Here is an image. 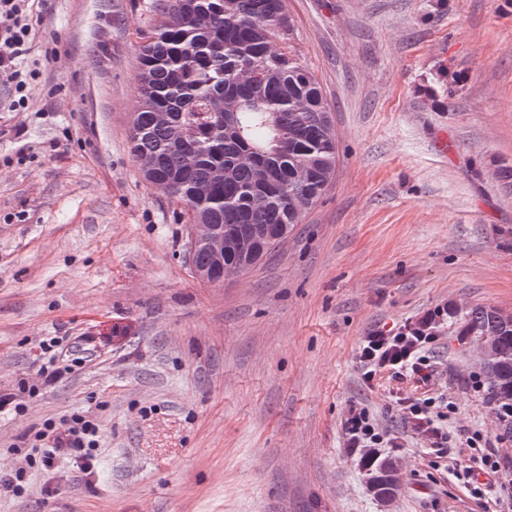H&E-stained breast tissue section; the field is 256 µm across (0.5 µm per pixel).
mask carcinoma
I'll return each mask as SVG.
<instances>
[{
    "label": "carcinoma",
    "instance_id": "1",
    "mask_svg": "<svg viewBox=\"0 0 512 512\" xmlns=\"http://www.w3.org/2000/svg\"><path fill=\"white\" fill-rule=\"evenodd\" d=\"M167 20L142 35L141 107L130 120L143 180L224 234V265L261 264L327 190L337 142L315 75L295 58L284 0H163ZM162 112L165 120H155ZM204 185L209 192L197 195ZM462 336H492L481 363L494 398L512 404V324L496 310L455 309ZM380 498L395 495L390 459L374 460Z\"/></svg>",
    "mask_w": 512,
    "mask_h": 512
}]
</instances>
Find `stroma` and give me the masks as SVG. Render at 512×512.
<instances>
[{
	"label": "stroma",
	"instance_id": "1",
	"mask_svg": "<svg viewBox=\"0 0 512 512\" xmlns=\"http://www.w3.org/2000/svg\"><path fill=\"white\" fill-rule=\"evenodd\" d=\"M154 3L45 0L16 111L0 82V394L20 407L0 414V457L18 468L50 419L101 424L92 477L35 472L0 512H496L512 468L478 491L448 472L472 433L512 448L461 320L445 317L433 358L435 442L402 421L411 383L367 387L357 354L438 307L512 310L497 176L512 166V0H286L336 174L282 246L221 286L192 276L181 207L129 148ZM360 408L401 438L389 502L346 446Z\"/></svg>",
	"mask_w": 512,
	"mask_h": 512
}]
</instances>
